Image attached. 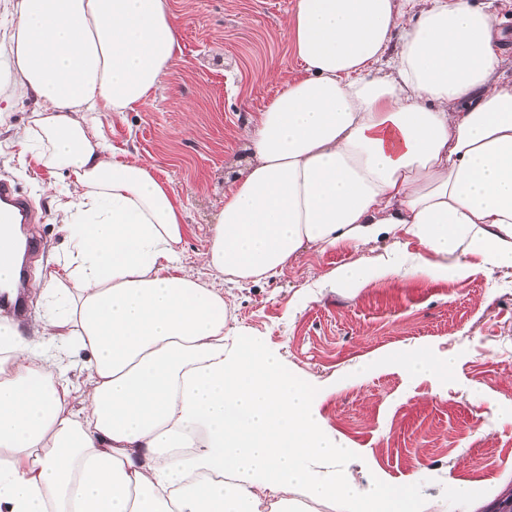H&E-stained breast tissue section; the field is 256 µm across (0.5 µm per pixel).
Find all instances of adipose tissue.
Instances as JSON below:
<instances>
[{"label": "adipose tissue", "instance_id": "obj_1", "mask_svg": "<svg viewBox=\"0 0 512 512\" xmlns=\"http://www.w3.org/2000/svg\"><path fill=\"white\" fill-rule=\"evenodd\" d=\"M302 76L247 130L205 253L218 280L280 275L306 244L405 233L409 273L512 267V77L472 0H296ZM180 50L168 0H0V127L33 103L36 157L64 171L62 272L23 337L0 318V512H422L409 485L365 496L277 351L229 337L222 288L183 272L168 183L111 153L103 112L160 89ZM393 257L330 275L357 289ZM87 360L82 382L71 365ZM320 460L324 469L313 468Z\"/></svg>", "mask_w": 512, "mask_h": 512}]
</instances>
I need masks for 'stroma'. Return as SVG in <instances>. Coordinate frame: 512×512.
<instances>
[{
	"instance_id": "obj_1",
	"label": "stroma",
	"mask_w": 512,
	"mask_h": 512,
	"mask_svg": "<svg viewBox=\"0 0 512 512\" xmlns=\"http://www.w3.org/2000/svg\"><path fill=\"white\" fill-rule=\"evenodd\" d=\"M296 0H169L181 50L163 88L134 111L104 113L100 130L118 158L150 165L184 212L186 273L213 281L204 253L224 204V179L250 157L246 129L283 84L302 71L285 20ZM28 103L0 134V179L32 203L23 231L41 250L32 278L63 254L56 187L62 171L35 161L18 132ZM416 253L401 236L365 249L303 246L280 277L232 287L229 327L276 349L305 382L327 431L353 450L346 459L366 495L418 485L423 512H447L455 479L481 494L512 496V267L478 266L463 281L400 274L354 293L331 288L338 266L388 250ZM426 345L457 365L435 388L392 361ZM484 420L485 435L473 430Z\"/></svg>"
}]
</instances>
